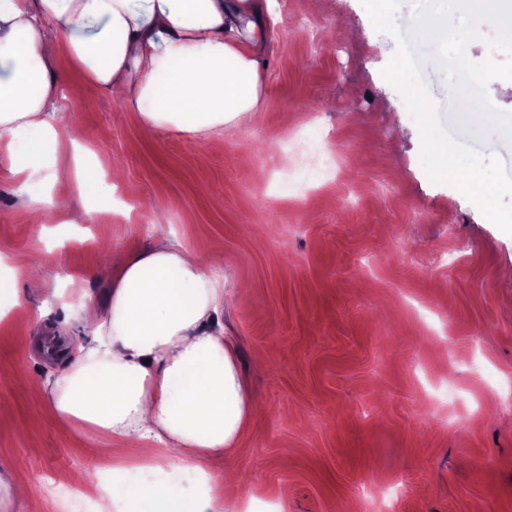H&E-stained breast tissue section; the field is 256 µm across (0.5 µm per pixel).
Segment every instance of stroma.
I'll return each mask as SVG.
<instances>
[{
    "label": "stroma",
    "instance_id": "obj_1",
    "mask_svg": "<svg viewBox=\"0 0 512 512\" xmlns=\"http://www.w3.org/2000/svg\"><path fill=\"white\" fill-rule=\"evenodd\" d=\"M262 49L266 101L241 156L170 131L145 134L138 112L88 79L63 87L62 117L119 167L125 214L97 223L32 224L0 163V254H42L18 286L26 302L0 320V471L30 484L15 512H70L65 501L100 473L107 433L58 419L45 395L18 387L55 368L45 334L78 351L76 307L130 251L159 235L212 256L230 303L248 390L264 406L240 447L167 469L186 493L245 475L224 512H512V137L495 126L463 137L455 79L421 26L447 20L467 46L489 110L512 117V47L460 0H278ZM385 5L390 24L372 16ZM431 105L421 114L412 98ZM455 144L456 173L432 171L428 139ZM500 187L484 206L466 179ZM62 298L46 303L43 287ZM452 375L455 414L433 397Z\"/></svg>",
    "mask_w": 512,
    "mask_h": 512
}]
</instances>
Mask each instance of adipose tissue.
Segmentation results:
<instances>
[{
	"instance_id": "adipose-tissue-1",
	"label": "adipose tissue",
	"mask_w": 512,
	"mask_h": 512,
	"mask_svg": "<svg viewBox=\"0 0 512 512\" xmlns=\"http://www.w3.org/2000/svg\"><path fill=\"white\" fill-rule=\"evenodd\" d=\"M275 0H0V156L16 176L36 223L92 221V210L43 211L32 181L53 189L75 165L78 192L109 204L113 186L79 164L83 141L60 115L73 69L140 113L145 132L173 131L223 151L225 134H246L263 109L257 51L271 27L262 9ZM479 22L512 45V0H462ZM226 292L212 265L160 238L132 252L103 293L84 292L79 319L90 339L77 354L55 351L41 383L64 421L112 434L99 460L135 473L100 496L95 512H218L243 495L239 477L204 498L160 480L165 467L199 471L204 459L236 447L257 411L238 371V347L221 321Z\"/></svg>"
}]
</instances>
